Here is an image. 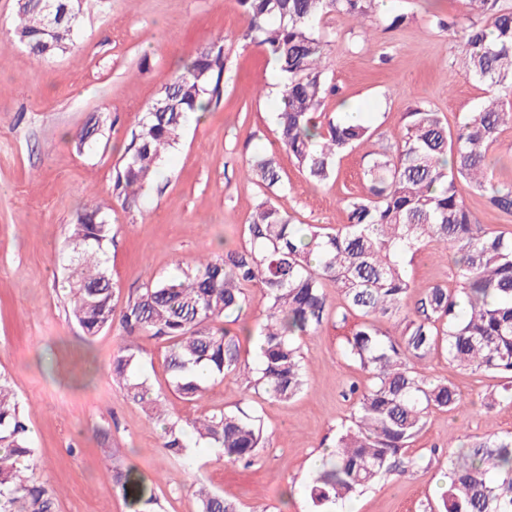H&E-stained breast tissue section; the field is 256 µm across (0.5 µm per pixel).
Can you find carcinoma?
Listing matches in <instances>:
<instances>
[{
	"instance_id": "1",
	"label": "carcinoma",
	"mask_w": 512,
	"mask_h": 512,
	"mask_svg": "<svg viewBox=\"0 0 512 512\" xmlns=\"http://www.w3.org/2000/svg\"><path fill=\"white\" fill-rule=\"evenodd\" d=\"M467 22L448 16L440 27L460 44L453 75L485 91V100L455 130L440 113L418 104L408 113L400 142L392 151L366 153L364 178L370 194L343 201L346 224L328 231L293 224L270 200L257 205L245 227L247 243L211 253L180 276L143 288L121 309L103 259L111 225L102 207L77 215L68 239V296L82 331L95 335L119 322L126 344L113 355L112 376L127 399L162 416L164 396L138 371L148 335L169 342L165 356L170 388L196 400L209 376H237L257 394L288 401L305 388L301 346L328 321L325 283L344 297L336 322L346 327L343 354L369 375L356 383L351 423L341 425L332 449L309 479L319 507L334 505L380 478L410 474L407 449L426 427L429 414L452 411L461 395L447 380L417 365L439 352L448 363L507 379L484 404L512 401V234H495L467 207L463 188L487 197L489 205L512 215V165L506 180L494 183L489 153L504 127L512 124V3L459 0ZM84 0H17L14 36L36 60L64 53L75 43ZM247 20L243 39L275 59L285 84L276 112L277 139L308 178L325 183L336 161L371 141L367 122L347 124L341 115L322 126L316 114L335 92L326 75L327 41L320 21L331 13L365 20L375 0H236ZM229 72L221 40L212 42L176 70L144 113L112 193L134 204L157 178L160 162L198 110L224 98ZM257 185L271 189L281 178L274 157L250 162ZM433 243L451 253L458 288L434 285L415 292L405 257ZM260 291L264 307L258 325L260 356L251 366L239 337L216 323L238 321L250 304L245 287ZM358 318L347 325L348 316ZM190 428L231 463L250 466L267 438L256 413L220 411L182 426L164 424L162 447L184 449ZM33 448L15 395L0 382V512H53L46 489L18 467ZM449 482L443 512H512V435L468 436L448 452ZM113 485L134 512L157 502L156 487L134 470L117 471ZM199 512H238L237 505L201 486Z\"/></svg>"
}]
</instances>
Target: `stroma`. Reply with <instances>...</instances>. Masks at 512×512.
<instances>
[{
	"label": "stroma",
	"instance_id": "35a3bbf8",
	"mask_svg": "<svg viewBox=\"0 0 512 512\" xmlns=\"http://www.w3.org/2000/svg\"><path fill=\"white\" fill-rule=\"evenodd\" d=\"M16 6L0 0V379L28 426V477L53 495L56 512H130L112 482L114 471L127 468L158 481L154 512H199L202 484L240 512H319L306 489L310 461L351 417L348 382L368 383L343 356L333 324L304 340L307 387L287 402L255 394L233 376L206 379L201 396L185 401L168 385L167 343L141 337L139 372L164 396L170 419L252 409L268 438L247 469L189 432L184 453L172 455L162 446L161 422L112 378V357L125 344L120 325L87 337L71 317L62 288L69 228L82 210L105 206L112 224L106 258L120 308L148 283L194 267L201 253L244 246L245 225L263 199L293 223L340 227L343 199L369 193L366 149L398 143L416 102L452 128L481 103L478 85L450 76L459 46L434 19L460 13L461 5L385 0L364 30L341 14L322 20L336 92L321 121L346 101L378 129L369 148L345 154L323 185L277 143L270 90L279 72L261 47L243 41L235 0H86L74 47L41 62L13 38ZM395 14L404 20L393 27ZM218 39L233 75L223 101L204 123L186 126L155 184L137 204H125L112 194V176L141 117L172 73ZM98 120L103 127L92 144L79 147L78 133ZM262 152L274 155L281 175L269 191L250 175L251 158ZM408 271L421 290L456 286L452 259L433 245ZM425 368L454 384L461 407L432 411L408 450L416 461L411 475L377 480L348 500L351 512H424L441 499L448 449L461 436L512 433V402L489 414L483 408L503 385L498 375L462 370L438 353Z\"/></svg>",
	"mask_w": 512,
	"mask_h": 512
}]
</instances>
